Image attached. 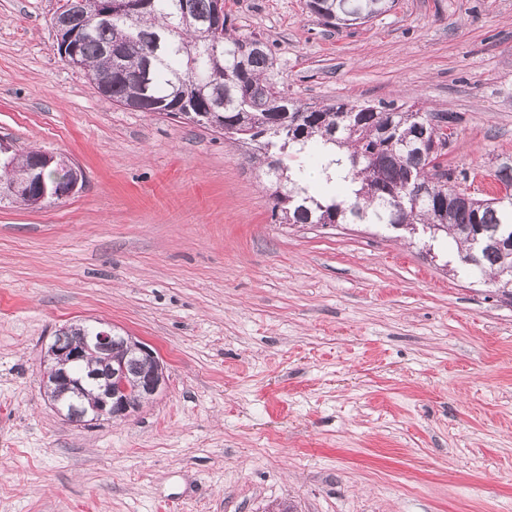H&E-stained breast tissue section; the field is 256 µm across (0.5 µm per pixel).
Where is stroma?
Segmentation results:
<instances>
[{
	"label": "stroma",
	"mask_w": 512,
	"mask_h": 512,
	"mask_svg": "<svg viewBox=\"0 0 512 512\" xmlns=\"http://www.w3.org/2000/svg\"><path fill=\"white\" fill-rule=\"evenodd\" d=\"M59 0H0V142L82 188L0 202V512H512V298L455 243L275 222L212 128L112 103L54 48ZM306 103L456 116L476 192L512 155V0H394L328 27L307 0H224ZM103 320L167 387L126 420H62L40 388L59 330Z\"/></svg>",
	"instance_id": "obj_1"
}]
</instances>
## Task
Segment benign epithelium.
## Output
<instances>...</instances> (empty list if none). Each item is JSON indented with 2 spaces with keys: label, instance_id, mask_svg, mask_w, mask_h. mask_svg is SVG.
I'll return each instance as SVG.
<instances>
[{
  "label": "benign epithelium",
  "instance_id": "1",
  "mask_svg": "<svg viewBox=\"0 0 512 512\" xmlns=\"http://www.w3.org/2000/svg\"><path fill=\"white\" fill-rule=\"evenodd\" d=\"M86 14V0H63L61 8L55 13L53 28L58 35L62 48L73 49L71 43L80 37L81 29L74 27L75 18ZM83 184L80 168L72 163L59 162L56 156L44 153L36 158L26 172L11 181L4 193L26 199L31 206L41 205L49 198L68 197ZM131 349L139 358L154 363V372L141 380L138 390L140 396L130 394L127 368L121 364L110 370L106 376L102 394L84 408L80 414L68 409L69 402L62 400V393L83 392L82 379L71 375V369L77 367L90 356L111 354L112 326L103 323L88 326L79 342L64 347L59 342L51 344L43 361L42 382L48 388L55 389L49 403L60 416L72 422L91 423L106 416L112 419H128L136 414L142 404L154 398L163 388L166 379L163 366L156 353L143 342L129 338Z\"/></svg>",
  "mask_w": 512,
  "mask_h": 512
}]
</instances>
